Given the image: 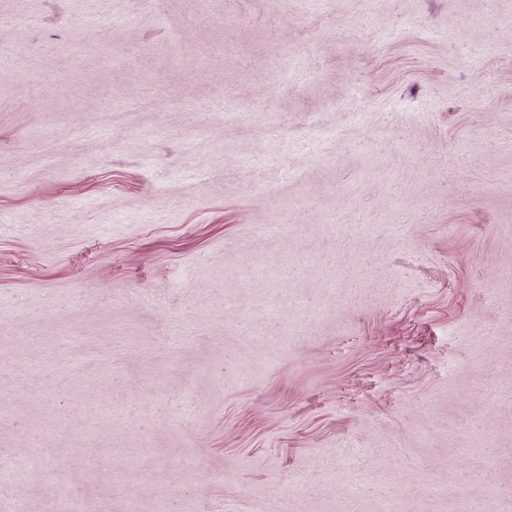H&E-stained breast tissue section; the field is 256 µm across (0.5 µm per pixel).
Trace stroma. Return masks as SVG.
<instances>
[{"mask_svg":"<svg viewBox=\"0 0 512 512\" xmlns=\"http://www.w3.org/2000/svg\"><path fill=\"white\" fill-rule=\"evenodd\" d=\"M74 498L512 512V0H0V512Z\"/></svg>","mask_w":512,"mask_h":512,"instance_id":"obj_1","label":"stroma"}]
</instances>
